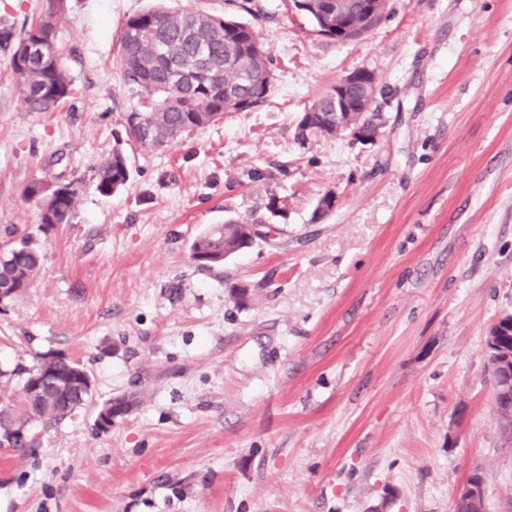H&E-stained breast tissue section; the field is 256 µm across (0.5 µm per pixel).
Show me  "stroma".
I'll list each match as a JSON object with an SVG mask.
<instances>
[{
    "mask_svg": "<svg viewBox=\"0 0 512 512\" xmlns=\"http://www.w3.org/2000/svg\"><path fill=\"white\" fill-rule=\"evenodd\" d=\"M238 2L172 0L254 28L269 98L162 150L122 119L139 96L118 31L150 0H68L77 94L55 111L25 110L0 53V228L43 253L0 301V388L48 352L94 382L26 451L0 447V512H453L475 472L503 512L512 445L485 349L512 313V0H386L346 42L285 0ZM358 69L377 136L298 139ZM116 149L130 178L104 196L95 169ZM34 180L79 181L72 223L40 231ZM230 216L261 238L198 269L193 239ZM124 393L137 407L99 430ZM493 391L492 399L494 410L497 413L502 432L507 444L512 443V394L509 401L504 402L496 395V389L501 385L500 380L492 374Z\"/></svg>",
    "mask_w": 512,
    "mask_h": 512,
    "instance_id": "stroma-1",
    "label": "stroma"
}]
</instances>
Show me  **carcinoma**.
Here are the masks:
<instances>
[{
	"instance_id": "carcinoma-1",
	"label": "carcinoma",
	"mask_w": 512,
	"mask_h": 512,
	"mask_svg": "<svg viewBox=\"0 0 512 512\" xmlns=\"http://www.w3.org/2000/svg\"><path fill=\"white\" fill-rule=\"evenodd\" d=\"M68 0H47L39 13L26 16L21 28L0 18V52L10 56L13 83L29 112H48L73 98L74 81L57 43L58 25ZM302 15L322 36L333 34L336 25L349 22L360 29L366 10L377 5L383 14L385 0H301ZM47 44L45 54L19 64L14 51L25 40ZM123 79L140 93L138 105L123 119L134 140L143 147L163 149L176 144L195 129L216 124L228 112H250L272 92L269 56L254 29L237 19L205 11L157 4L127 17L119 31ZM365 88L361 81L325 92L298 124V136L336 135L337 113H352L356 133L374 138L375 114L362 108ZM97 190L104 196L120 191L129 181L125 155L115 151L97 167ZM26 199L40 207L41 231L47 233L74 218L77 188L61 193L40 181L29 183ZM254 243L251 224L230 217L211 224L192 242L191 260L208 269L224 263V253H237ZM40 251L23 236L0 251V300L12 298L29 287L41 263ZM83 370L77 362L47 354L25 374L20 403L0 406V446L19 451L31 443L29 425L59 422L83 407L92 388L73 378ZM506 443H512V399L492 395Z\"/></svg>"
}]
</instances>
